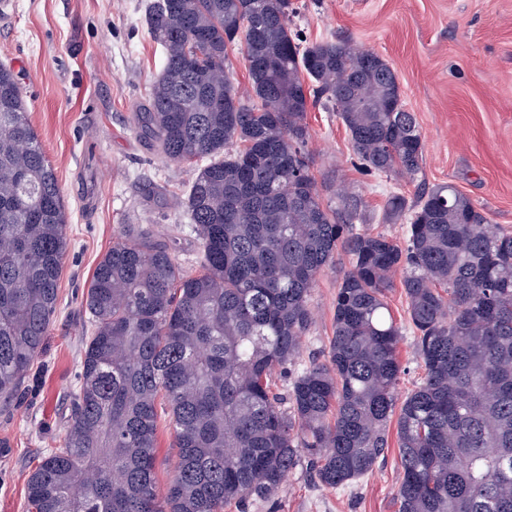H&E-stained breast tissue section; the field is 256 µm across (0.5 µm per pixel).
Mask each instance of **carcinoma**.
<instances>
[{
    "label": "carcinoma",
    "mask_w": 512,
    "mask_h": 512,
    "mask_svg": "<svg viewBox=\"0 0 512 512\" xmlns=\"http://www.w3.org/2000/svg\"><path fill=\"white\" fill-rule=\"evenodd\" d=\"M291 0H152L165 53L135 113L155 153L196 165L182 205L202 269L130 228L85 295L64 437L29 474L28 512H224L269 499L309 456L326 487L372 471L396 419L398 512H512V230L452 184L422 190L403 240L353 230L358 201L323 205L305 157L325 99L370 171L412 177L423 144L397 77L348 39L303 44ZM240 46L254 97L230 80ZM68 248L57 176L13 70L0 63V405L24 398L58 307ZM336 291L327 359L293 371L317 275ZM402 272L424 376L396 407L401 332L386 291ZM290 374L286 397L273 375ZM174 474L156 481L158 420Z\"/></svg>",
    "instance_id": "1"
}]
</instances>
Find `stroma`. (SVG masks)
I'll return each mask as SVG.
<instances>
[{
    "mask_svg": "<svg viewBox=\"0 0 512 512\" xmlns=\"http://www.w3.org/2000/svg\"><path fill=\"white\" fill-rule=\"evenodd\" d=\"M149 0H14L0 16V62L18 75L30 120L54 168L67 214L68 251L57 312L29 392L0 411V512H26L28 475L45 449L58 446L77 375L88 316L83 295L102 256L125 226L169 241L184 274L201 268L200 245L181 198L195 167L161 160L133 121L161 72L163 52L146 24ZM291 26L307 42L347 38L382 56L395 71L424 145L411 178L360 168L330 104L306 116L309 168L324 204L338 190L359 200L356 231L399 239L402 221L387 203L414 201L422 188L453 184L492 223L512 229V0H292ZM346 255L326 268L309 295L314 320L298 367L325 359ZM401 328L405 369L398 393L422 374L417 332L401 285L387 294ZM398 449L372 472L340 489L289 472L269 500L246 512H397Z\"/></svg>",
    "mask_w": 512,
    "mask_h": 512,
    "instance_id": "stroma-1",
    "label": "stroma"
}]
</instances>
